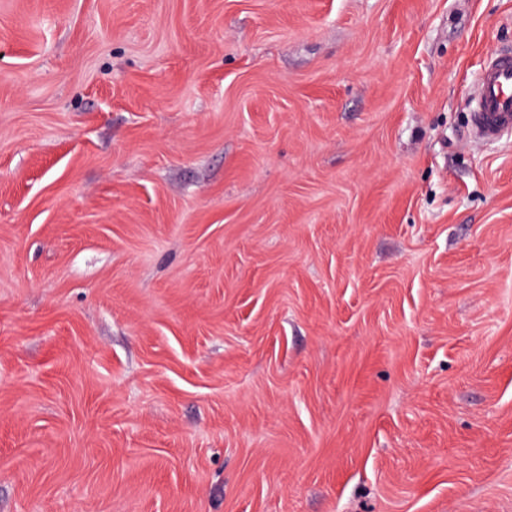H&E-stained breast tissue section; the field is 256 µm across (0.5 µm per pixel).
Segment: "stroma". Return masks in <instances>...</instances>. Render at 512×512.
<instances>
[{"mask_svg":"<svg viewBox=\"0 0 512 512\" xmlns=\"http://www.w3.org/2000/svg\"><path fill=\"white\" fill-rule=\"evenodd\" d=\"M512 0H0V512H512ZM474 137L491 141L512 131V47L502 46L487 60L471 98Z\"/></svg>","mask_w":512,"mask_h":512,"instance_id":"stroma-1","label":"stroma"}]
</instances>
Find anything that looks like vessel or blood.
<instances>
[{"label":"vessel or blood","instance_id":"obj_1","mask_svg":"<svg viewBox=\"0 0 512 512\" xmlns=\"http://www.w3.org/2000/svg\"><path fill=\"white\" fill-rule=\"evenodd\" d=\"M474 137L491 141L512 132V47H500L487 60L471 98Z\"/></svg>","mask_w":512,"mask_h":512}]
</instances>
